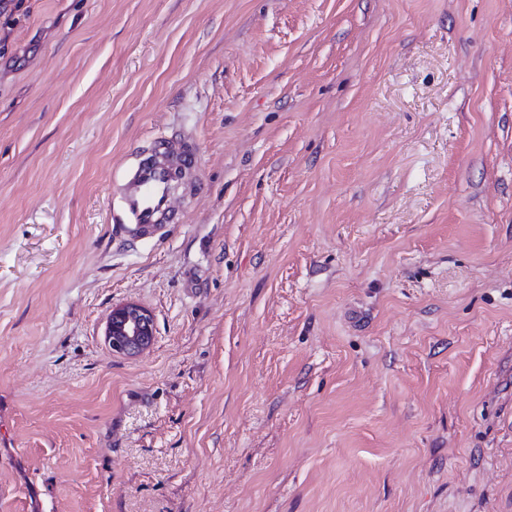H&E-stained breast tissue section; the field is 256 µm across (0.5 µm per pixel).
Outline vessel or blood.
I'll return each mask as SVG.
<instances>
[{
	"label": "vessel or blood",
	"instance_id": "1",
	"mask_svg": "<svg viewBox=\"0 0 512 512\" xmlns=\"http://www.w3.org/2000/svg\"><path fill=\"white\" fill-rule=\"evenodd\" d=\"M199 180V158L193 144L168 136L157 137L151 148L126 170L119 186L114 221L135 225L143 232L182 223L171 186Z\"/></svg>",
	"mask_w": 512,
	"mask_h": 512
}]
</instances>
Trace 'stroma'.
<instances>
[{"label":"stroma","mask_w":512,"mask_h":512,"mask_svg":"<svg viewBox=\"0 0 512 512\" xmlns=\"http://www.w3.org/2000/svg\"><path fill=\"white\" fill-rule=\"evenodd\" d=\"M0 512H512V0L1 13ZM200 181L197 149L186 140L160 136L139 155L119 186L115 224H132L142 232L163 224H182L183 216L170 187ZM156 336L151 312L135 302L116 305L108 317L105 341L113 354L136 356L148 350Z\"/></svg>","instance_id":"stroma-1"}]
</instances>
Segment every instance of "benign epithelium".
<instances>
[{
    "label": "benign epithelium",
    "mask_w": 512,
    "mask_h": 512,
    "mask_svg": "<svg viewBox=\"0 0 512 512\" xmlns=\"http://www.w3.org/2000/svg\"><path fill=\"white\" fill-rule=\"evenodd\" d=\"M156 336L151 312L135 302L112 308L108 317L105 341L114 354L136 356L148 350Z\"/></svg>",
    "instance_id": "obj_1"
}]
</instances>
